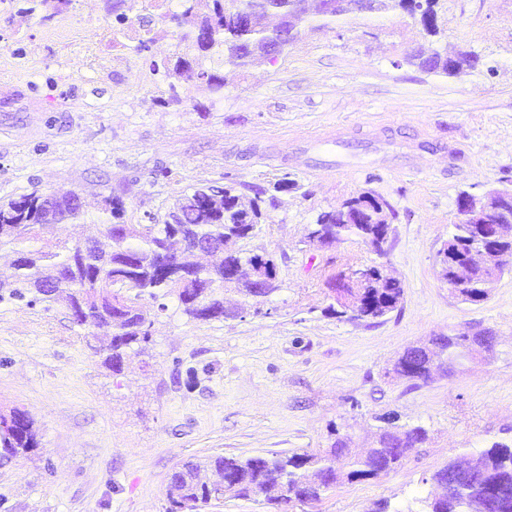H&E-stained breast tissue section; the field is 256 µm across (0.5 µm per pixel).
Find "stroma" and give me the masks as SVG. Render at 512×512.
Instances as JSON below:
<instances>
[{"label": "stroma", "instance_id": "stroma-1", "mask_svg": "<svg viewBox=\"0 0 512 512\" xmlns=\"http://www.w3.org/2000/svg\"><path fill=\"white\" fill-rule=\"evenodd\" d=\"M14 2L13 19L0 20V66L31 45L42 54L0 77V201L75 189L94 235L108 195L121 197L125 223L140 224L200 187L230 185L248 200L285 176L294 186L235 244L274 257L277 291L225 294L236 316L209 322L189 319L176 296L144 300L152 340L120 375L63 306L0 300V411H25L41 442L0 460V512H167L164 488L184 461L302 453L329 447L335 431L357 452L389 411L426 428L427 441L396 470L337 484L294 512H411L449 459L512 443V272L470 304L435 266L459 194L512 181V0H439L442 46L479 58L456 76L408 63L433 42L414 19L385 12L304 33L274 63L228 74L218 94L155 70L185 55L220 71L224 53L191 48L149 0L126 15L153 17L160 42L104 77L89 64L62 70L50 35L91 11L110 22L105 0H74L49 28L29 0ZM333 130L344 144L306 166L305 140ZM160 169L167 179L155 180ZM363 191L394 210L386 255L353 237L308 242L307 225ZM366 265L400 281L398 308L376 324L329 315L336 279ZM477 330L497 338L488 359L417 387L392 374L406 347Z\"/></svg>", "mask_w": 512, "mask_h": 512}]
</instances>
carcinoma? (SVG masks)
<instances>
[{
    "mask_svg": "<svg viewBox=\"0 0 512 512\" xmlns=\"http://www.w3.org/2000/svg\"><path fill=\"white\" fill-rule=\"evenodd\" d=\"M206 13L197 10V0H183L182 10L171 14L185 38L200 51L224 48V63L235 70L272 61L269 49L284 42V25L291 21L297 32L319 31L349 16L365 13L414 10L410 0H336V9L312 12L308 0H211ZM425 35L443 33L435 6L420 12ZM406 60L428 72L455 75L478 63L471 52L450 54L415 50ZM189 73L208 90L219 93L226 77L209 69L194 70L180 57L169 76ZM276 196L258 189L246 206L230 186L196 189L177 200L169 218L161 221L145 214L146 224H121L124 208L118 197L104 198L99 238H83V204L79 194L60 189L49 195L23 194L0 202V253L12 254V280H0V299L25 300L29 304L62 303L74 324L90 329L86 342L101 357L104 368L122 372L133 357L151 341L153 320L141 300L177 296L183 313L193 320H221L232 316L224 307V287L234 285L245 298L256 300L278 290L276 264L266 255L240 252L224 254V242L246 240L255 235L260 204L275 203ZM393 210L382 197L369 191L347 199L340 208L318 215L306 229V238L320 245L339 234L369 245L390 227L382 226L378 214ZM490 224L512 225V199H499L488 216ZM68 224L73 236L59 240L55 227ZM199 240L211 245L207 254L220 260L203 265L200 251L178 246L179 240ZM483 248L476 228L462 216L448 237V290L465 302L487 300L485 267L475 261ZM499 273L512 271V241L502 244L494 260ZM397 280L379 275L363 289L360 305L349 316L331 305L328 311L348 321H375L394 311L403 299ZM491 349L490 337L434 336L428 342L406 348L393 364L392 372L413 384L428 382L432 374L452 363L460 365ZM15 428L0 430V457L26 456L39 448L34 421L13 409ZM373 446L361 455L349 451L347 440L338 435L329 447L311 452L270 453L248 457L210 455L178 467L166 485L167 512H201L211 502L230 495L250 500L261 496L277 509L317 501L336 483L374 479L402 464L407 450L428 440L421 426L400 425L381 415L376 417ZM469 469L456 479L448 494V471L455 462L437 470L431 481L445 492L427 497L423 512H512V445L494 442L471 458Z\"/></svg>",
    "mask_w": 512,
    "mask_h": 512,
    "instance_id": "cac0c4a2",
    "label": "carcinoma"
}]
</instances>
